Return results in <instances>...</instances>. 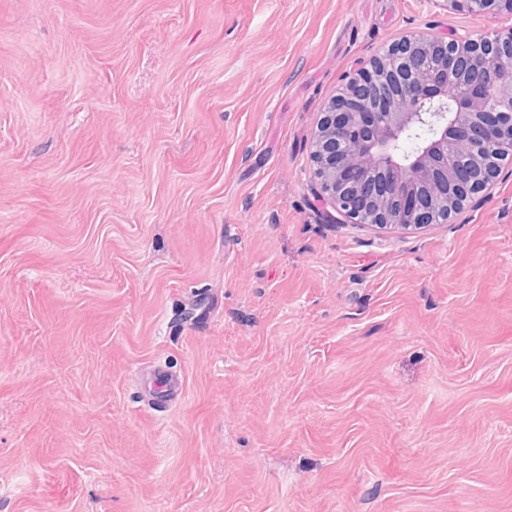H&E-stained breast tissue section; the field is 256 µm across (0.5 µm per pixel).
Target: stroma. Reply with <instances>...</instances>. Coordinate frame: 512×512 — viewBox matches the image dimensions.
<instances>
[{"label":"stroma","mask_w":512,"mask_h":512,"mask_svg":"<svg viewBox=\"0 0 512 512\" xmlns=\"http://www.w3.org/2000/svg\"><path fill=\"white\" fill-rule=\"evenodd\" d=\"M511 25L0 0V512H512V157L419 229L311 186L382 45Z\"/></svg>","instance_id":"35a3bbf8"}]
</instances>
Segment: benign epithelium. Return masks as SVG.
I'll list each match as a JSON object with an SVG mask.
<instances>
[{"label": "benign epithelium", "mask_w": 512, "mask_h": 512, "mask_svg": "<svg viewBox=\"0 0 512 512\" xmlns=\"http://www.w3.org/2000/svg\"><path fill=\"white\" fill-rule=\"evenodd\" d=\"M446 10L512 14V0H434ZM437 61L434 70L422 60ZM512 27L492 37L409 31L325 105L312 142L317 199L359 224L418 228L439 208L491 188L498 169L456 158L512 154ZM451 84L465 96L447 108ZM414 141L411 150L402 145Z\"/></svg>", "instance_id": "1"}]
</instances>
